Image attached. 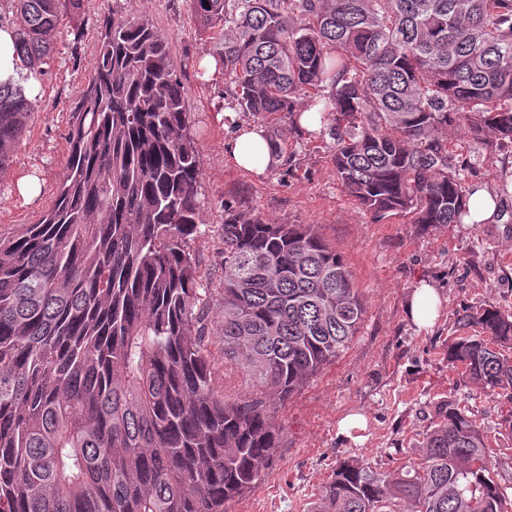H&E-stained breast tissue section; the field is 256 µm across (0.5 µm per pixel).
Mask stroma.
Returning a JSON list of instances; mask_svg holds the SVG:
<instances>
[{
    "label": "stroma",
    "mask_w": 512,
    "mask_h": 512,
    "mask_svg": "<svg viewBox=\"0 0 512 512\" xmlns=\"http://www.w3.org/2000/svg\"><path fill=\"white\" fill-rule=\"evenodd\" d=\"M146 18L165 35L184 84L189 132L202 158L198 196L202 225L193 241L207 290L209 335L205 354L216 388L227 400L264 388L224 359L225 212L255 215L275 224H307L343 256L366 313L350 347L325 365L284 402L273 423L281 442L258 485L225 503L226 512H310L339 461L357 459L378 471L397 467V450L416 459L436 403L469 408L487 436L496 480L512 504V436L499 433L507 400L476 392L448 363V338L464 308L493 305L512 313V191L501 196L494 224L423 228L404 220H377L345 193L331 161L325 134L293 128L286 113L239 114V123L276 133L278 162L258 177L224 152L229 137L222 115L231 97L223 71L203 79L198 63L213 53L209 33L188 0H86L78 19L64 22L56 51L45 67L31 120L7 171L0 174V237L20 234L48 209L67 171L71 114L93 72L103 20L112 14ZM456 160L466 181L499 193L512 178V152L486 155L458 138ZM36 177L41 191L25 201L22 177ZM432 281L442 299L435 324L413 325L406 305L420 280ZM366 419L358 440L339 436L347 414Z\"/></svg>",
    "instance_id": "35a3bbf8"
}]
</instances>
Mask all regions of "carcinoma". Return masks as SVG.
Segmentation results:
<instances>
[{
  "label": "carcinoma",
  "instance_id": "carcinoma-1",
  "mask_svg": "<svg viewBox=\"0 0 512 512\" xmlns=\"http://www.w3.org/2000/svg\"><path fill=\"white\" fill-rule=\"evenodd\" d=\"M11 0L16 82L0 83V172L65 18ZM235 107L328 113L331 160L376 218L461 224L477 190L449 131L512 148V0H190ZM168 39L112 16L71 117L51 208L0 239V512H224L261 480L274 403L228 401L204 354L190 242L202 159ZM224 358L285 400L349 348L365 314L342 257L304 224L224 217ZM448 364L512 401V313L467 308ZM476 419L440 403L419 461H341L319 512H505Z\"/></svg>",
  "mask_w": 512,
  "mask_h": 512
}]
</instances>
